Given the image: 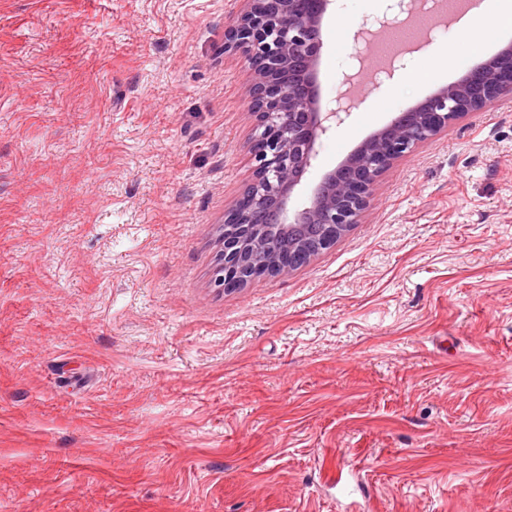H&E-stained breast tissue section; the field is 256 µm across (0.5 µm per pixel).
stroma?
<instances>
[{"label":"stroma","mask_w":512,"mask_h":512,"mask_svg":"<svg viewBox=\"0 0 512 512\" xmlns=\"http://www.w3.org/2000/svg\"><path fill=\"white\" fill-rule=\"evenodd\" d=\"M399 3L332 0L323 103L366 78L305 189L512 44ZM242 7L0 0V512H512V93L397 160L308 265L227 292ZM398 30L415 49L375 85Z\"/></svg>","instance_id":"stroma-1"}]
</instances>
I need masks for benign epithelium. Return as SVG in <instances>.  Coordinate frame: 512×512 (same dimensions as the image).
<instances>
[{"label": "benign epithelium", "mask_w": 512, "mask_h": 512, "mask_svg": "<svg viewBox=\"0 0 512 512\" xmlns=\"http://www.w3.org/2000/svg\"><path fill=\"white\" fill-rule=\"evenodd\" d=\"M245 2L224 49L240 52L249 63L255 170L224 218L217 280L226 289L261 275L286 277L306 266L357 223L375 182L394 161L483 110L503 89L512 91L508 45L464 79L398 113L325 173L304 205L292 207L322 136L344 122L355 102L342 90L332 107L320 99L321 30L331 0Z\"/></svg>", "instance_id": "7a95c632"}]
</instances>
